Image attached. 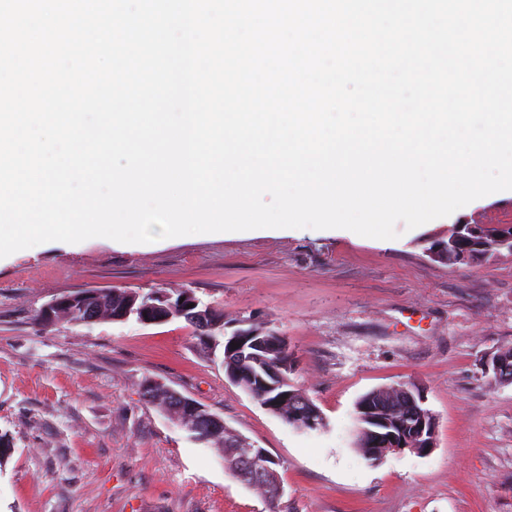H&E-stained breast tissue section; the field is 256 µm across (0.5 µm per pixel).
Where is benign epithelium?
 Segmentation results:
<instances>
[{"mask_svg":"<svg viewBox=\"0 0 512 512\" xmlns=\"http://www.w3.org/2000/svg\"><path fill=\"white\" fill-rule=\"evenodd\" d=\"M456 227L466 231V234L461 236L460 242H452L450 246L459 261L468 263L472 261V253L467 250L465 243L469 235L474 233V225L459 222ZM107 305L112 307L113 321H125L132 317L140 323L152 325L179 317L194 323L198 330L204 332L224 324V317L213 306L202 304L188 289L175 293L156 291L145 298L129 293L117 302L110 297H103V292L98 290H79L54 298L44 307L41 319L50 324L57 315L67 312L78 317L80 323L96 322L101 319ZM234 343L239 344V347L232 348ZM288 355L290 348L283 336L258 337L244 327L224 334L223 360L229 363L227 377L236 384L244 378L248 379L251 382V394L268 410L274 409V406L262 401V398L272 390L279 392L280 397L295 406L288 421L301 429H315L321 421L320 411L307 400L305 392L288 387ZM484 367L499 381L512 383V358L504 353L489 356ZM144 392L148 397L165 393L168 414L194 440L204 443L224 441V419L204 405L172 388L164 387L159 381L147 382ZM390 393L389 404L401 413L398 430L390 429V424L385 420H375L377 427L369 431L367 455L384 456L405 449L421 455L430 452L434 448L436 419L423 407L424 398L419 389L411 383H401L393 387ZM266 458L263 449L253 448L238 437L224 466L247 485L263 486L270 490L273 498L278 499L283 495V488L274 479L273 471L265 463Z\"/></svg>","mask_w":512,"mask_h":512,"instance_id":"benign-epithelium-1","label":"benign epithelium"}]
</instances>
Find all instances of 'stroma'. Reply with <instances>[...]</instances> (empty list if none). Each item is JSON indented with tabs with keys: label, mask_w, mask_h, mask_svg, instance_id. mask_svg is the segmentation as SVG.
<instances>
[{
	"label": "stroma",
	"mask_w": 512,
	"mask_h": 512,
	"mask_svg": "<svg viewBox=\"0 0 512 512\" xmlns=\"http://www.w3.org/2000/svg\"><path fill=\"white\" fill-rule=\"evenodd\" d=\"M512 221V193L380 240L287 229L240 238H92L0 261V512H512V384L484 368L512 349V255L450 266L427 251L451 225ZM84 288L190 289L286 336L291 382L320 409L296 428L224 375L181 318L90 324L39 314ZM156 379L264 449L284 489L269 503L143 395ZM417 384L432 451L368 461L355 406Z\"/></svg>",
	"instance_id": "35a3bbf8"
}]
</instances>
